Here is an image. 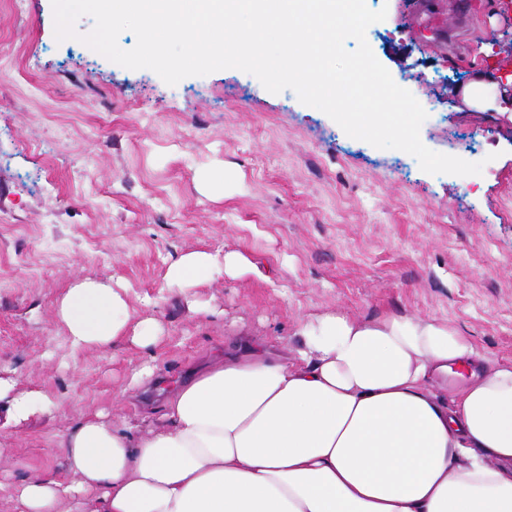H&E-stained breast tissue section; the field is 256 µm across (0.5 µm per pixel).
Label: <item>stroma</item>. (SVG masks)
Listing matches in <instances>:
<instances>
[{"mask_svg":"<svg viewBox=\"0 0 512 512\" xmlns=\"http://www.w3.org/2000/svg\"><path fill=\"white\" fill-rule=\"evenodd\" d=\"M385 2L370 47L428 107L423 144L481 173H426L237 69L167 85L57 40L51 0H0V372L54 403L0 436V512H17L19 479L67 478L58 436L80 416L158 417L235 340L287 338L327 310L434 318L512 361V120L457 91L487 51L512 49V0H468L458 57L449 0ZM196 250L255 270L170 293V262ZM87 276L123 283L162 324L147 391L127 387L146 360L133 344L71 352L54 305Z\"/></svg>","mask_w":512,"mask_h":512,"instance_id":"obj_1","label":"stroma"}]
</instances>
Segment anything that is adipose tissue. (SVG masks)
I'll list each match as a JSON object with an SVG mask.
<instances>
[{
  "mask_svg": "<svg viewBox=\"0 0 512 512\" xmlns=\"http://www.w3.org/2000/svg\"><path fill=\"white\" fill-rule=\"evenodd\" d=\"M497 81L461 88L478 112H508L512 58ZM240 253L191 251L170 285L240 276ZM72 349L129 342L153 352L163 329L137 318L111 280H77L55 306ZM292 346L244 344L183 381L146 431L108 413L59 437L69 480L52 471L15 487L18 512H512V362L491 363L435 320L336 311L302 319ZM467 369L447 397L453 368ZM45 391L0 376L6 426L49 413Z\"/></svg>",
  "mask_w": 512,
  "mask_h": 512,
  "instance_id": "ef3b65f1",
  "label": "adipose tissue"
}]
</instances>
